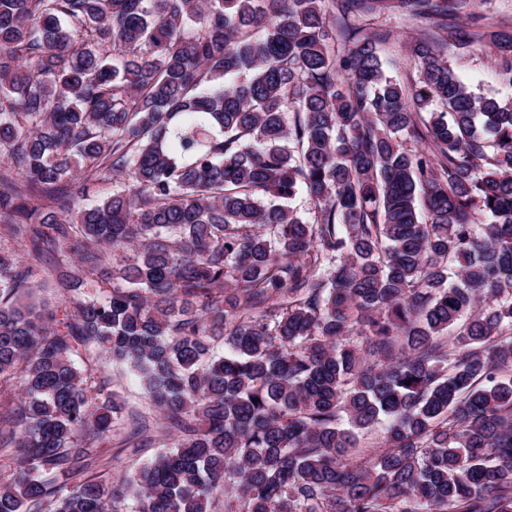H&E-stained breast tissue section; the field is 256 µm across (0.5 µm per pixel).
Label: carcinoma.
I'll return each mask as SVG.
<instances>
[{
  "instance_id": "cac0c4a2",
  "label": "carcinoma",
  "mask_w": 512,
  "mask_h": 512,
  "mask_svg": "<svg viewBox=\"0 0 512 512\" xmlns=\"http://www.w3.org/2000/svg\"><path fill=\"white\" fill-rule=\"evenodd\" d=\"M473 8L0 0V512H512V101L441 52L512 82V34ZM387 14L429 26L407 87ZM89 346L173 435L110 487ZM448 60L465 76L477 93L492 94L504 100H512V85L502 81L498 68L485 54L458 57L444 49Z\"/></svg>"
}]
</instances>
